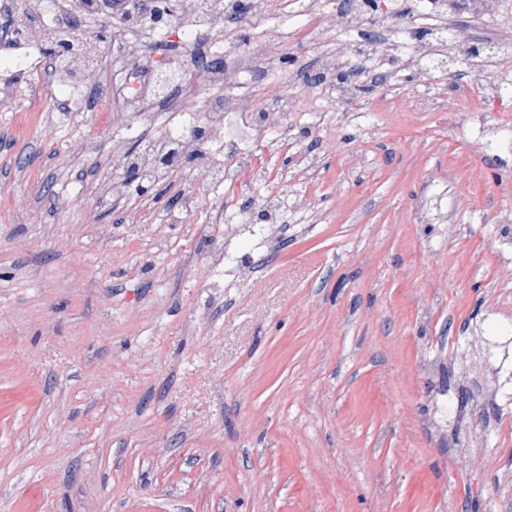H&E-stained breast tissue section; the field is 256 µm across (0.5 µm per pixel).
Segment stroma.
<instances>
[{
  "label": "stroma",
  "instance_id": "35a3bbf8",
  "mask_svg": "<svg viewBox=\"0 0 512 512\" xmlns=\"http://www.w3.org/2000/svg\"><path fill=\"white\" fill-rule=\"evenodd\" d=\"M382 2L362 98L281 113V132L224 152L276 169L282 218L259 235L244 187L161 171L220 223L112 195L124 17L45 28L81 47L64 68L32 71L0 40V81L23 93L0 111V512H512V380L480 403L456 365L472 337L494 356L512 337V66L457 62L512 37V14ZM317 9L309 35L285 2L215 26L261 43L273 73L193 85L166 112L224 91L268 112L330 59L362 62L331 0ZM185 24L164 49L135 35L150 74L193 54Z\"/></svg>",
  "mask_w": 512,
  "mask_h": 512
}]
</instances>
